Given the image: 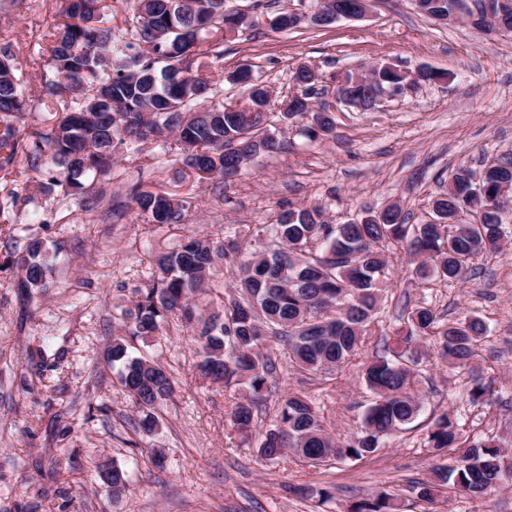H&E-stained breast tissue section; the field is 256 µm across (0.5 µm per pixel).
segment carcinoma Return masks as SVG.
<instances>
[{
  "label": "carcinoma",
  "mask_w": 512,
  "mask_h": 512,
  "mask_svg": "<svg viewBox=\"0 0 512 512\" xmlns=\"http://www.w3.org/2000/svg\"><path fill=\"white\" fill-rule=\"evenodd\" d=\"M137 24H108L98 0H65L64 21L51 33L48 54L51 76L38 93H26L21 64L7 45L0 47V179L10 177L18 152L27 168L47 174L41 189L60 188L76 196L82 211L92 213L105 201L89 175L111 173L116 156L129 143L174 136L183 146L184 162L200 178L228 179L262 151L281 148L268 109L271 93L264 84L242 87L229 103L218 101L220 88L199 73V60L223 55L224 32L243 31L252 22L224 9V0H126ZM312 99L314 74L301 64L292 71ZM411 75L381 65L373 82L378 87L404 85ZM53 111L40 122L31 119L36 102ZM305 115L302 135L315 140L334 131L327 109L308 112L298 101L283 102L278 123ZM468 169L451 178L452 189L432 199L443 224H412L401 206L383 222L378 212L364 209V221L331 224L322 207L289 208L274 222L242 236L236 231L217 244L190 237L177 250L156 258L159 278L138 293L134 307L123 312L129 333L112 337L107 359L120 365L121 386L134 398L138 429L150 433L154 411L172 397L173 377L160 364L133 355L135 343L161 335L170 318L191 331L198 346V374L225 387L243 385L248 395L231 413V430L243 437L256 428L258 409L274 363L263 354L269 337L277 339L298 371L327 374L351 364L372 394L361 425L338 444L326 431L313 400L292 394L284 400L274 423L262 434L257 455L275 461L293 454L308 466L330 458L363 460L381 450L385 439L412 424L422 404L415 397L422 353L419 342L431 339L441 362L462 368L478 354L488 331L478 317L455 323L429 305L403 312L402 325L385 339L383 349L361 357L377 323L389 264L386 250L405 245L411 274L419 282L455 280L470 269L480 253L501 249L504 229L491 211L498 183L512 178V169L488 175L482 191L468 193ZM130 209L149 224L185 223L192 202L163 191L136 189ZM48 250L30 240L13 255L17 287L31 294L46 286ZM229 264L241 273L239 283L207 301L208 317L197 313L196 297L217 268ZM491 384L473 379L470 403H487ZM424 448L431 455H449L455 465L438 468L423 484L420 496L433 503L446 485L459 494L485 495L512 476V463L494 438L472 443L457 419L446 411L431 414ZM104 482L119 494L127 478L117 466L104 472ZM397 499L386 491L353 502L349 512H399Z\"/></svg>",
  "instance_id": "cac0c4a2"
}]
</instances>
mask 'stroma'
Segmentation results:
<instances>
[{
  "label": "stroma",
  "mask_w": 512,
  "mask_h": 512,
  "mask_svg": "<svg viewBox=\"0 0 512 512\" xmlns=\"http://www.w3.org/2000/svg\"><path fill=\"white\" fill-rule=\"evenodd\" d=\"M253 2L226 0L229 10L252 8L255 27L225 37L223 56L205 58L204 74L222 82L229 101L237 90L228 75L252 65L273 91L275 112L292 90V71L314 64L326 89L321 102L335 121L331 135L306 140V119L296 117L278 128L281 149L221 185L198 180L179 144L165 152L150 142L128 144L111 174L95 180L114 209L91 220L77 198L41 191L44 177L28 171L24 155L13 164L17 179L0 181V201L20 196L0 224V512H347L380 490L397 498L401 512H512V479L479 497L447 488L436 503L423 500L420 482L449 460L427 454L421 426L393 434L370 459H333L316 468L259 460L229 429L245 387L203 383L191 337L173 322L163 327L160 344L137 346L168 369L176 391L158 407L152 434L135 431L139 412L106 350L124 332L123 310L156 278L155 255L193 233L217 241L226 229L271 223L289 207L321 205L331 223L343 224L363 208L395 202L426 223L432 198L457 169L512 158V33L443 25L417 12L412 0H373L362 19L278 32L268 24L272 9ZM62 9V0H0V44L11 45L31 89L42 83L38 50L61 23ZM376 64L445 70L453 79L365 112L339 103L336 75ZM136 186L190 199L186 226L136 217L127 206ZM31 238L50 248L52 274L48 288L29 295L4 261ZM388 263L384 334L399 328L405 304L430 305L449 322L475 316L489 327L467 367L427 357L415 387L423 415L441 406L469 440L493 436L512 449V244L476 258L453 282L417 284L402 246L391 247ZM477 375L491 380L493 404L469 403L467 386ZM300 391L339 442L357 430L370 398L356 370L330 380L295 370L281 353L258 431L274 422L288 394ZM157 448L165 453L159 466L151 461ZM114 465L128 475L117 496L100 479ZM321 489L332 493L323 504Z\"/></svg>",
  "instance_id": "stroma-1"
}]
</instances>
